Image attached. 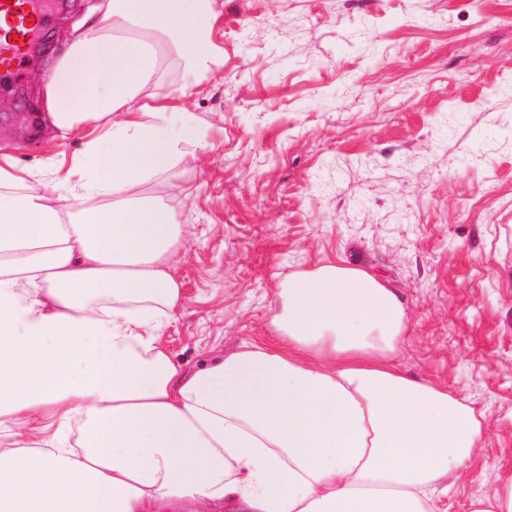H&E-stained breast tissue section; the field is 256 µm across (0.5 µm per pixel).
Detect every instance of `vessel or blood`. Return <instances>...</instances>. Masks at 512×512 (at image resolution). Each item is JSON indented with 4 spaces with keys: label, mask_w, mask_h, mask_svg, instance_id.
<instances>
[{
    "label": "vessel or blood",
    "mask_w": 512,
    "mask_h": 512,
    "mask_svg": "<svg viewBox=\"0 0 512 512\" xmlns=\"http://www.w3.org/2000/svg\"><path fill=\"white\" fill-rule=\"evenodd\" d=\"M45 22L36 0H0V79L21 77L32 37Z\"/></svg>",
    "instance_id": "vessel-or-blood-1"
}]
</instances>
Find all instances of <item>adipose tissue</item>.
<instances>
[{
	"instance_id": "obj_1",
	"label": "adipose tissue",
	"mask_w": 512,
	"mask_h": 512,
	"mask_svg": "<svg viewBox=\"0 0 512 512\" xmlns=\"http://www.w3.org/2000/svg\"><path fill=\"white\" fill-rule=\"evenodd\" d=\"M216 0H106L42 78L67 173L0 153V512H448L482 412L400 373L398 293L326 263L275 294L276 341L205 369L160 343L188 239L152 188L194 167L207 129L168 116L175 60L207 67Z\"/></svg>"
}]
</instances>
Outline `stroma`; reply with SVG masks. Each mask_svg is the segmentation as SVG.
I'll use <instances>...</instances> for the list:
<instances>
[{
	"mask_svg": "<svg viewBox=\"0 0 512 512\" xmlns=\"http://www.w3.org/2000/svg\"><path fill=\"white\" fill-rule=\"evenodd\" d=\"M101 0L42 32L0 149L44 167L84 148L38 120L36 77ZM224 55L192 77L195 169L154 186L190 239L161 342L200 369L270 336L289 272L356 263L396 288L404 375L483 409L485 448L448 512L512 479V0H217Z\"/></svg>",
	"mask_w": 512,
	"mask_h": 512,
	"instance_id": "obj_1",
	"label": "stroma"
}]
</instances>
